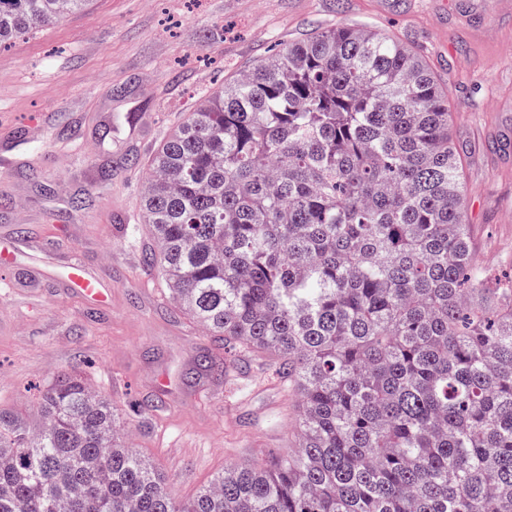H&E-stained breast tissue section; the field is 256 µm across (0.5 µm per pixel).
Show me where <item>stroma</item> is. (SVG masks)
I'll use <instances>...</instances> for the list:
<instances>
[{
  "instance_id": "35a3bbf8",
  "label": "stroma",
  "mask_w": 512,
  "mask_h": 512,
  "mask_svg": "<svg viewBox=\"0 0 512 512\" xmlns=\"http://www.w3.org/2000/svg\"><path fill=\"white\" fill-rule=\"evenodd\" d=\"M342 25L381 30L428 57L448 89L465 159L475 260L512 274V0H84L0 50V235L20 225L21 267L43 287H0V404L42 424L40 399L78 371L109 400L127 444L183 501L226 464L293 448L299 397L271 359L230 352L233 370L186 376L214 347L177 314L139 232L147 159L192 93L251 70L268 50ZM45 134L19 127L31 113ZM101 273L109 307L61 288L69 260Z\"/></svg>"
}]
</instances>
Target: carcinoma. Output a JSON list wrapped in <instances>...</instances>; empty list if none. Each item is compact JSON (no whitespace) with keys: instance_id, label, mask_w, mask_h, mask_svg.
<instances>
[{"instance_id":"1","label":"carcinoma","mask_w":512,"mask_h":512,"mask_svg":"<svg viewBox=\"0 0 512 512\" xmlns=\"http://www.w3.org/2000/svg\"><path fill=\"white\" fill-rule=\"evenodd\" d=\"M83 0H0V45ZM448 91L390 36L338 26L205 91L146 162L171 301L217 351L278 361L295 448L190 502L76 374L43 423L0 408V512H512V279L472 254Z\"/></svg>"}]
</instances>
